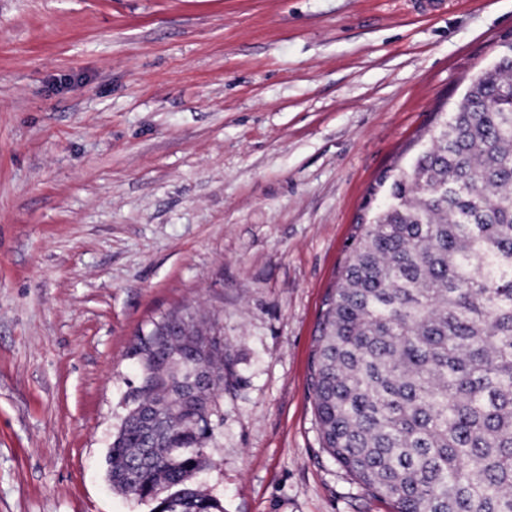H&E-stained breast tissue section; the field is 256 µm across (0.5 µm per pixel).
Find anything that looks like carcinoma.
Returning a JSON list of instances; mask_svg holds the SVG:
<instances>
[{"instance_id": "1", "label": "carcinoma", "mask_w": 512, "mask_h": 512, "mask_svg": "<svg viewBox=\"0 0 512 512\" xmlns=\"http://www.w3.org/2000/svg\"><path fill=\"white\" fill-rule=\"evenodd\" d=\"M327 294L310 363L322 448L394 512H512V54L471 82L429 147L394 179ZM224 379V342L148 337L138 406L166 432L126 419L109 452L112 487L156 512H223L190 485L207 397L186 401L169 368Z\"/></svg>"}]
</instances>
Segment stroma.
Wrapping results in <instances>:
<instances>
[{"instance_id":"1","label":"stroma","mask_w":512,"mask_h":512,"mask_svg":"<svg viewBox=\"0 0 512 512\" xmlns=\"http://www.w3.org/2000/svg\"><path fill=\"white\" fill-rule=\"evenodd\" d=\"M510 40L512 0H0V512H155L107 457L174 312L230 362L194 487L391 512L321 448L323 301Z\"/></svg>"}]
</instances>
